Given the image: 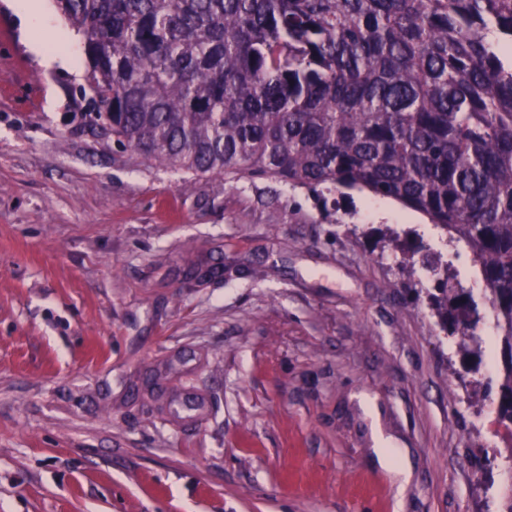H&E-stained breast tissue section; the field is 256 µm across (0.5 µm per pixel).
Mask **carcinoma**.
<instances>
[{
    "mask_svg": "<svg viewBox=\"0 0 512 512\" xmlns=\"http://www.w3.org/2000/svg\"><path fill=\"white\" fill-rule=\"evenodd\" d=\"M80 34L92 125L228 183L367 191L456 234L481 268L512 472V0H54ZM443 330L472 293L422 256Z\"/></svg>",
    "mask_w": 512,
    "mask_h": 512,
    "instance_id": "carcinoma-1",
    "label": "carcinoma"
}]
</instances>
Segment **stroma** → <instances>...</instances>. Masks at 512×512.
I'll return each mask as SVG.
<instances>
[{
	"instance_id": "obj_1",
	"label": "stroma",
	"mask_w": 512,
	"mask_h": 512,
	"mask_svg": "<svg viewBox=\"0 0 512 512\" xmlns=\"http://www.w3.org/2000/svg\"><path fill=\"white\" fill-rule=\"evenodd\" d=\"M83 83L0 0V512L495 505L507 473L472 463L501 447L491 408L400 264L428 219L143 165L89 125ZM30 49L40 58L41 64L47 69L62 67L73 71L77 70V61L72 51L66 53L50 51L38 40L30 42Z\"/></svg>"
}]
</instances>
